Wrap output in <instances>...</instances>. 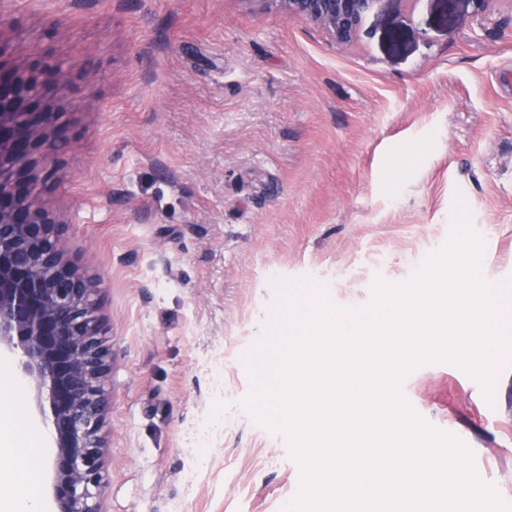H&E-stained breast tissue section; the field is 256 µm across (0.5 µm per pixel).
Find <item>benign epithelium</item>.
<instances>
[{
    "label": "benign epithelium",
    "mask_w": 512,
    "mask_h": 512,
    "mask_svg": "<svg viewBox=\"0 0 512 512\" xmlns=\"http://www.w3.org/2000/svg\"><path fill=\"white\" fill-rule=\"evenodd\" d=\"M299 16L338 44L352 43L381 0H247ZM0 67V350L17 354L32 398L53 427L52 512H105L101 435L110 353L95 288L66 259L64 215L39 200L37 150L51 143L60 111L55 87Z\"/></svg>",
    "instance_id": "obj_1"
}]
</instances>
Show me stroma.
<instances>
[{"instance_id": "obj_1", "label": "stroma", "mask_w": 512, "mask_h": 512, "mask_svg": "<svg viewBox=\"0 0 512 512\" xmlns=\"http://www.w3.org/2000/svg\"><path fill=\"white\" fill-rule=\"evenodd\" d=\"M0 67L59 89L42 197L68 220L112 351L102 429L106 512H283L301 467L247 410L242 355L270 279H313L331 305L375 306L452 242L455 199L479 271L512 276V0H382L357 40L247 0H0ZM96 74L93 84L80 77ZM493 397L451 362L401 390L471 450L512 504V343ZM223 390H216V379ZM6 429L38 413L0 386Z\"/></svg>"}]
</instances>
